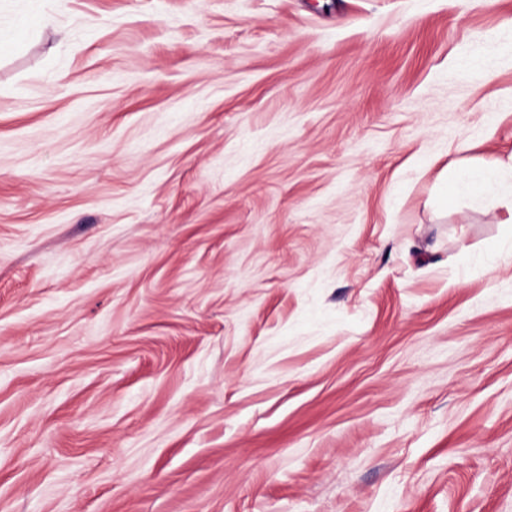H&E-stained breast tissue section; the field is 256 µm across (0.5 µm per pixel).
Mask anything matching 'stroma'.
Masks as SVG:
<instances>
[{
	"mask_svg": "<svg viewBox=\"0 0 512 512\" xmlns=\"http://www.w3.org/2000/svg\"><path fill=\"white\" fill-rule=\"evenodd\" d=\"M512 0H0V512H512ZM501 172L496 165H488L478 169L456 170L446 179L443 185V202L448 206V199L465 194H478L492 189L501 179Z\"/></svg>",
	"mask_w": 512,
	"mask_h": 512,
	"instance_id": "1",
	"label": "stroma"
}]
</instances>
